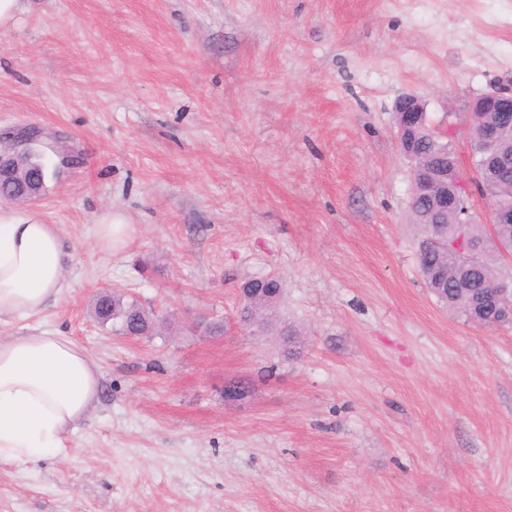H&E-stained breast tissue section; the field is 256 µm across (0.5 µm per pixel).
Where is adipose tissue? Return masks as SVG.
<instances>
[{
    "label": "adipose tissue",
    "instance_id": "adipose-tissue-1",
    "mask_svg": "<svg viewBox=\"0 0 512 512\" xmlns=\"http://www.w3.org/2000/svg\"><path fill=\"white\" fill-rule=\"evenodd\" d=\"M74 260L62 228L0 209V460L27 466L65 450L99 402L101 369L58 330L28 326L68 289Z\"/></svg>",
    "mask_w": 512,
    "mask_h": 512
}]
</instances>
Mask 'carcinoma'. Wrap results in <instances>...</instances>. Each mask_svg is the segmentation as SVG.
<instances>
[{
    "label": "carcinoma",
    "mask_w": 512,
    "mask_h": 512,
    "mask_svg": "<svg viewBox=\"0 0 512 512\" xmlns=\"http://www.w3.org/2000/svg\"><path fill=\"white\" fill-rule=\"evenodd\" d=\"M406 135L412 149L414 167L428 171L456 162L453 133L445 136L435 131L428 123L427 113L418 112L412 117ZM470 139L472 164L478 170L488 168L490 160L494 158L512 160V128L499 141L486 143L481 139L480 129L473 126L470 128ZM57 148V143L53 141L40 150L19 155L20 178L24 180L30 174L45 178L50 172H58L55 165ZM508 173L509 169L504 168L482 174L478 186L488 201L512 208V179ZM457 193L461 196L462 204L444 213V219L438 224L432 213L435 198L417 193L410 198L411 222L426 236L418 256L421 276L430 293L448 312L461 315L469 322L475 319L483 326H490L492 321L475 308V298L482 295L488 311L495 312L496 319L506 323L509 317L504 312L501 299L494 297V294L506 285L512 287V273L506 275L503 272L504 252L512 253V223L497 226L495 235H490L482 225L474 222L466 187H458ZM477 238L481 239L477 264L465 271L463 257L453 244L459 239L472 243ZM240 297L238 314L242 323L250 320L254 323L253 330L281 336L286 356L293 358L300 355L305 345V333L290 323L278 325L277 319L264 317L256 306V300L260 298L272 302V310L278 309L284 299L281 278L267 276L247 280L240 286ZM95 316L101 324L112 323V332L120 336L152 337L170 329L154 312L115 291L97 301Z\"/></svg>",
    "instance_id": "obj_1"
}]
</instances>
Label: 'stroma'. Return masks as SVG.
Here are the masks:
<instances>
[{"label": "stroma", "instance_id": "1", "mask_svg": "<svg viewBox=\"0 0 512 512\" xmlns=\"http://www.w3.org/2000/svg\"><path fill=\"white\" fill-rule=\"evenodd\" d=\"M0 134L83 162L16 214L60 225L71 290L32 318L83 345L100 403L65 453L0 462V512H512V323L452 315L418 267L395 103L432 124L512 87V0H22ZM136 235L110 253L104 212ZM280 276L288 360L237 322ZM120 292L175 321L113 334ZM223 316V336L189 330ZM250 382L244 400L225 383ZM284 284L277 276H266L265 278H253L245 281L240 286L241 302L238 307V322L251 333L253 330L259 333H276L284 340L283 351L288 358L297 357L305 345V333L297 326L284 323L280 327L276 319L277 309L284 299ZM266 299L272 302L269 317L265 318L256 306L257 299ZM274 310V318L270 320L271 312ZM241 315V318H240ZM254 323L253 329L246 326L247 321ZM242 321V322H241ZM243 323V324H242Z\"/></svg>", "mask_w": 512, "mask_h": 512}]
</instances>
